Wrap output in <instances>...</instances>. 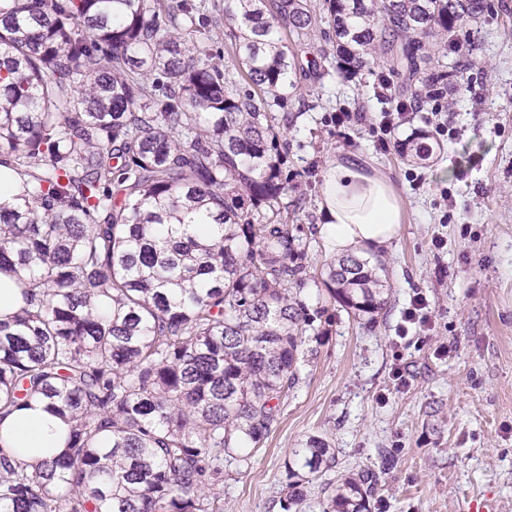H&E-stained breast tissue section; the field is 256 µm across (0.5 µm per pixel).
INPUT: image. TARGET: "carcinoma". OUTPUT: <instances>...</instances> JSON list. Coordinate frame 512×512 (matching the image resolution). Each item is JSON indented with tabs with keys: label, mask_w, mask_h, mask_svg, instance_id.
<instances>
[{
	"label": "carcinoma",
	"mask_w": 512,
	"mask_h": 512,
	"mask_svg": "<svg viewBox=\"0 0 512 512\" xmlns=\"http://www.w3.org/2000/svg\"><path fill=\"white\" fill-rule=\"evenodd\" d=\"M484 0H224L230 70L190 37L194 0H5L0 163L21 178L0 206V271L20 312L0 320V416L31 400L71 422L62 454L31 464L0 445L4 512H224V461L248 467L298 382L313 330L289 285L306 244L288 227L274 112L297 45L319 30L336 71L403 74L439 101L431 67ZM427 134L402 155H433ZM325 265L357 316L387 304L381 272ZM334 461L291 451L284 509ZM370 472L336 480L323 512H369Z\"/></svg>",
	"instance_id": "obj_1"
}]
</instances>
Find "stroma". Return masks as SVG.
I'll list each match as a JSON object with an SVG mask.
<instances>
[{
    "label": "stroma",
    "instance_id": "35a3bbf8",
    "mask_svg": "<svg viewBox=\"0 0 512 512\" xmlns=\"http://www.w3.org/2000/svg\"><path fill=\"white\" fill-rule=\"evenodd\" d=\"M487 2L458 31L474 49L459 51L443 105L412 114L386 151L368 127L330 122L339 109L385 110L372 77L318 76L308 61L331 50L322 35L297 47L288 97L311 108L278 113L277 123L288 138L284 171L304 198L288 222L308 243L296 293L318 312L316 338L252 465L225 467L224 512H284V462L311 435L328 440L335 462L308 484L301 512H321L338 476L368 468L381 472L371 512H469L476 499L512 512V0ZM439 121L455 137L439 138L434 162H407L400 143ZM349 154L388 175L404 205L399 238L358 252L389 276L388 303L372 319L318 299L332 259L319 233L323 176ZM418 292L434 321L427 337L404 320Z\"/></svg>",
    "mask_w": 512,
    "mask_h": 512
}]
</instances>
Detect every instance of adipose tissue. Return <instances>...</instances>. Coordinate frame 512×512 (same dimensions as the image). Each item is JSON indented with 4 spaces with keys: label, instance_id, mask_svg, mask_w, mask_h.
Wrapping results in <instances>:
<instances>
[{
    "label": "adipose tissue",
    "instance_id": "1",
    "mask_svg": "<svg viewBox=\"0 0 512 512\" xmlns=\"http://www.w3.org/2000/svg\"><path fill=\"white\" fill-rule=\"evenodd\" d=\"M322 207L323 240L339 257L362 247H384L400 232L403 203L391 180L381 172L365 170L357 155L336 160L326 170ZM67 433V424L38 400L0 418V438L24 449L33 464L61 452Z\"/></svg>",
    "mask_w": 512,
    "mask_h": 512
}]
</instances>
